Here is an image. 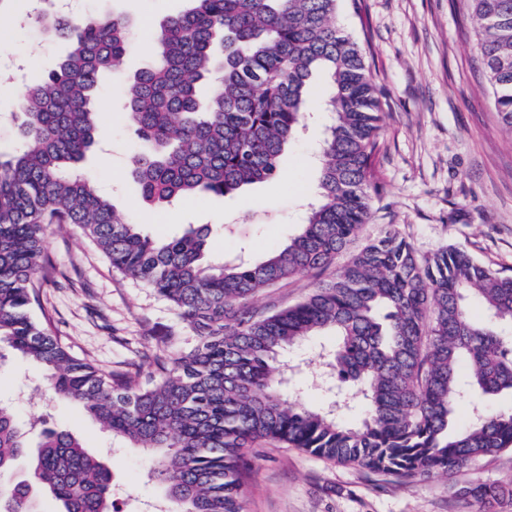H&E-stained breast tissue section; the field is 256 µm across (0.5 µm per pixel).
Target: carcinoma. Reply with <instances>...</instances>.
<instances>
[{
    "label": "carcinoma",
    "instance_id": "carcinoma-1",
    "mask_svg": "<svg viewBox=\"0 0 512 512\" xmlns=\"http://www.w3.org/2000/svg\"><path fill=\"white\" fill-rule=\"evenodd\" d=\"M191 2L162 21L152 60L123 86L142 145L130 175L154 207L272 179L320 73L332 121L300 231L262 260L212 263L208 228L155 239L122 217L75 170L98 142L100 77L120 67L134 27L118 15L42 12L44 35L67 50L25 84L11 112L22 145L0 155V347L42 367L53 397L148 452L181 512H247L250 450L263 441L396 480L476 470L512 450V410L488 413L483 404L512 394V277L462 248L421 259L395 224L337 264L371 217L382 110L359 46L336 23L341 0ZM467 2L495 111L512 134V0ZM47 224L77 225L113 270L172 305L194 346L159 351L131 370L74 355L50 318L34 314L40 288L57 279L44 259ZM313 272L322 279L298 303L254 308L266 289ZM324 332L335 341L313 382L325 402L312 406L290 395L297 368L283 353ZM464 401L470 421L455 429ZM455 495L471 512H496L512 484L476 477ZM45 496L60 512H118L99 457L56 429L30 449L0 403V512H46Z\"/></svg>",
    "mask_w": 512,
    "mask_h": 512
}]
</instances>
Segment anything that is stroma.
Wrapping results in <instances>:
<instances>
[{
    "instance_id": "obj_1",
    "label": "stroma",
    "mask_w": 512,
    "mask_h": 512,
    "mask_svg": "<svg viewBox=\"0 0 512 512\" xmlns=\"http://www.w3.org/2000/svg\"><path fill=\"white\" fill-rule=\"evenodd\" d=\"M87 11L124 14L137 38L153 37L188 0H85ZM28 0L0 12L10 31L5 50L29 58L30 76L47 74L65 53L61 42L41 43L35 25L16 18ZM337 23L360 44L384 104L373 217L363 234L398 225L419 256L450 246L512 276V135L502 129L477 54V37L464 0H343ZM146 58L130 52L121 73L100 79L99 150L79 166L118 212L153 236L172 238L208 226L209 256L232 258L248 248L260 259L282 245L305 217L316 194L313 163L330 121L319 111L282 157L277 175L227 198L196 196L168 209H150L127 174L140 145L121 102L126 78ZM45 257L63 273L65 287L49 284L41 303L74 353L111 369L152 354L178 352L195 337L170 304L114 271L71 224L45 228ZM0 402L8 404L37 444L40 427L64 430L112 471L120 512H157L164 491L144 456L103 432L79 405L55 400L43 370L10 350L0 351ZM248 512H461L454 486L474 476L512 481V451L487 457L479 472L460 471L425 481L397 482L297 448L266 442L255 448Z\"/></svg>"
}]
</instances>
